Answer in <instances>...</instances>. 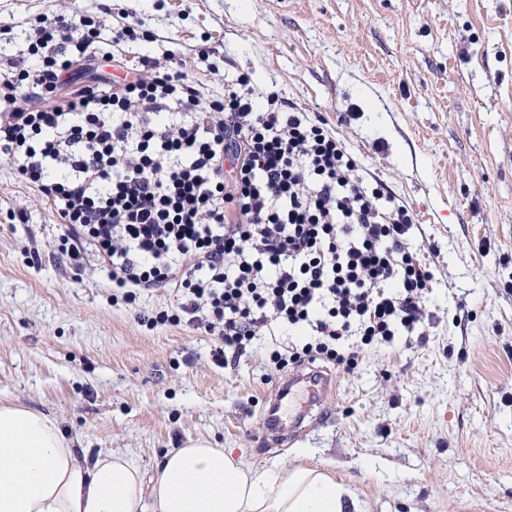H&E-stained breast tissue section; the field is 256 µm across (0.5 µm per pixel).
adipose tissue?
Listing matches in <instances>:
<instances>
[{"mask_svg":"<svg viewBox=\"0 0 512 512\" xmlns=\"http://www.w3.org/2000/svg\"><path fill=\"white\" fill-rule=\"evenodd\" d=\"M0 512H360L345 481L308 463L266 469L191 439L156 470L75 447L58 420L0 403Z\"/></svg>","mask_w":512,"mask_h":512,"instance_id":"1","label":"adipose tissue"}]
</instances>
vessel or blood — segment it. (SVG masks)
<instances>
[{
	"instance_id": "vessel-or-blood-1",
	"label": "vessel or blood",
	"mask_w": 512,
	"mask_h": 512,
	"mask_svg": "<svg viewBox=\"0 0 512 512\" xmlns=\"http://www.w3.org/2000/svg\"><path fill=\"white\" fill-rule=\"evenodd\" d=\"M330 387V380L317 371L301 373L283 382L277 400L265 415V431L273 433L299 427L325 401Z\"/></svg>"
}]
</instances>
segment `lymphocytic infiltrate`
<instances>
[{"label":"lymphocytic infiltrate","mask_w":512,"mask_h":512,"mask_svg":"<svg viewBox=\"0 0 512 512\" xmlns=\"http://www.w3.org/2000/svg\"><path fill=\"white\" fill-rule=\"evenodd\" d=\"M40 19L33 68L0 76V153L51 202L72 257L92 247L114 288L172 286L189 322L241 356L276 320L313 334L273 350L354 370L365 348L414 331L433 274L410 210L321 120L237 77L206 97L173 57L128 64L124 21ZM110 55L126 75L59 91Z\"/></svg>","instance_id":"f902f5d3"}]
</instances>
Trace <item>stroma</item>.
<instances>
[{"instance_id":"35a3bbf8","label":"stroma","mask_w":512,"mask_h":512,"mask_svg":"<svg viewBox=\"0 0 512 512\" xmlns=\"http://www.w3.org/2000/svg\"><path fill=\"white\" fill-rule=\"evenodd\" d=\"M123 9L207 95L245 74L325 122L414 216L434 286L420 334L372 345L317 420L264 435L282 372L255 337L220 366L219 336L180 322L177 289L113 300L95 251L73 263L51 203L0 154V400L56 417L78 447L153 469L204 437L260 466L307 462L361 512H512V0H0V62L36 17Z\"/></svg>"}]
</instances>
